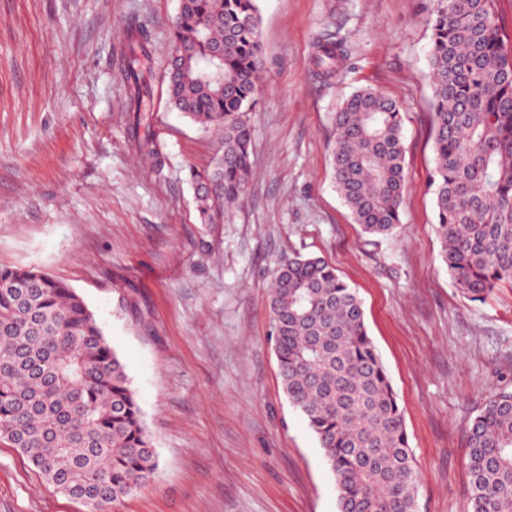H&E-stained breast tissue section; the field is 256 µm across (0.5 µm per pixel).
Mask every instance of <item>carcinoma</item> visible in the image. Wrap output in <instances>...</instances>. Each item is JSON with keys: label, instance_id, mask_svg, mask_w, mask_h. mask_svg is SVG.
Segmentation results:
<instances>
[{"label": "carcinoma", "instance_id": "cac0c4a2", "mask_svg": "<svg viewBox=\"0 0 512 512\" xmlns=\"http://www.w3.org/2000/svg\"><path fill=\"white\" fill-rule=\"evenodd\" d=\"M435 231L454 284L482 300L512 285V47L498 0H437L428 20ZM166 76L171 109L221 137L192 175L198 218L222 224L252 173L248 112L265 72L257 0H179ZM130 107L149 95L140 26H127ZM347 61L317 42L316 76ZM336 189L372 236L397 230L406 188L401 107L371 89L333 116ZM137 149L161 164L154 137ZM284 392L332 472L338 512H415L418 475L402 409L356 289L320 257L277 268L269 296ZM0 440L89 512L150 483L157 460L125 366L81 296L31 267L0 268ZM471 512H512V391L490 396L466 430Z\"/></svg>", "mask_w": 512, "mask_h": 512}]
</instances>
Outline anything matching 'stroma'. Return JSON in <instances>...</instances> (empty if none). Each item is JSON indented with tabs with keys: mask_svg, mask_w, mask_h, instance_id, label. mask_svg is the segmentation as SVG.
Returning a JSON list of instances; mask_svg holds the SVG:
<instances>
[{
	"mask_svg": "<svg viewBox=\"0 0 512 512\" xmlns=\"http://www.w3.org/2000/svg\"><path fill=\"white\" fill-rule=\"evenodd\" d=\"M266 61L251 113L252 177L223 223L197 220L191 172L220 140L166 98L178 0H0V267H34L83 298L125 364L156 475L106 512H338L323 450L282 388L267 304L281 261L333 264L357 288L404 413L417 512H470L464 432L512 390V286L483 301L440 258L427 65L434 0H257ZM144 28L142 121L122 75ZM343 39L334 78L317 40ZM360 88L403 109L401 228L364 234L335 189L332 115ZM0 512H87L0 443ZM346 61L347 53L341 42H317L313 58L316 76L331 78L344 67Z\"/></svg>",
	"mask_w": 512,
	"mask_h": 512,
	"instance_id": "1",
	"label": "stroma"
}]
</instances>
